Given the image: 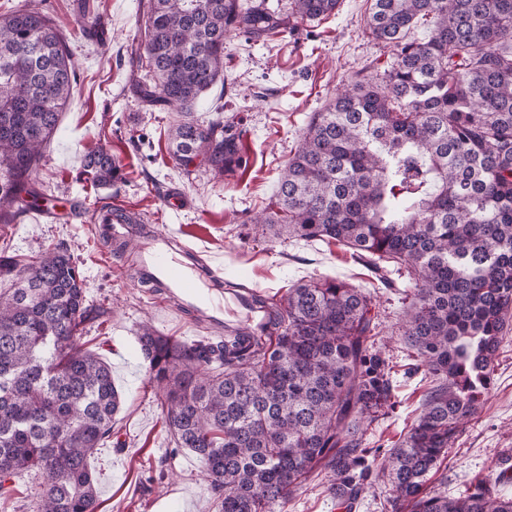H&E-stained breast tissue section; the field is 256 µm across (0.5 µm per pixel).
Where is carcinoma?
<instances>
[{"instance_id": "obj_1", "label": "carcinoma", "mask_w": 512, "mask_h": 512, "mask_svg": "<svg viewBox=\"0 0 512 512\" xmlns=\"http://www.w3.org/2000/svg\"><path fill=\"white\" fill-rule=\"evenodd\" d=\"M340 0H148L146 61L156 102L182 114L170 150L222 175L243 163L242 133L190 114L224 70V40L314 23ZM432 19L428 40L406 39ZM367 32L394 51L381 81L355 80L314 113L289 159L275 208L255 218L276 236L334 240L379 271L411 280L403 339L430 388L401 444L367 460L361 423L391 405L371 295L334 279L260 296L258 326L186 343L149 326L138 340L157 405L179 448L198 458L215 512H286L314 483L353 512L368 478L390 485L383 512H512V455L456 496L429 486L493 379L512 326V0H374ZM76 71L54 21L24 7L0 15V224L35 205L29 172L71 97ZM84 167L118 177L97 150ZM0 508L35 471L32 512H97L89 460L112 441L122 397L112 371L82 348L89 303L65 249L0 254Z\"/></svg>"}]
</instances>
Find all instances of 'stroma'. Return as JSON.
<instances>
[{"label": "stroma", "mask_w": 512, "mask_h": 512, "mask_svg": "<svg viewBox=\"0 0 512 512\" xmlns=\"http://www.w3.org/2000/svg\"><path fill=\"white\" fill-rule=\"evenodd\" d=\"M146 0H90L107 27V40L88 39L80 0H0V13L31 5L48 13L73 53L76 79L57 131L32 175L54 197L52 221L35 217L0 231V252L22 258L67 248L84 279L88 300L105 313L85 323L82 343L112 368L124 396L111 443L91 457L98 476L97 512H214L201 464L175 447L139 350L142 325L190 342L214 335L182 310L132 279L126 257L100 243L93 232L97 207L117 199L153 232H161L198 257L219 254L221 280L278 298L293 284L333 278L370 293L384 341L374 351L385 362L394 397L386 413L364 423L370 457L400 443L421 409L429 379L414 349L399 334L408 304V279L395 270L377 275L351 249L336 242L307 243L273 236L256 218L275 200L280 174L299 147L313 112L363 67L388 68L392 53L365 30L371 0H341L334 14L265 42L229 36L224 77L195 104L191 116L208 122L223 116L242 133L243 165L215 176L206 162L181 167L168 149L176 112L147 102L139 83L145 70L132 61L144 50ZM105 148L119 169L109 186L84 170L85 156ZM177 190L181 202L167 201ZM512 448V336L494 362L492 385L479 413L448 451L440 477L449 493L488 478Z\"/></svg>", "instance_id": "1"}]
</instances>
